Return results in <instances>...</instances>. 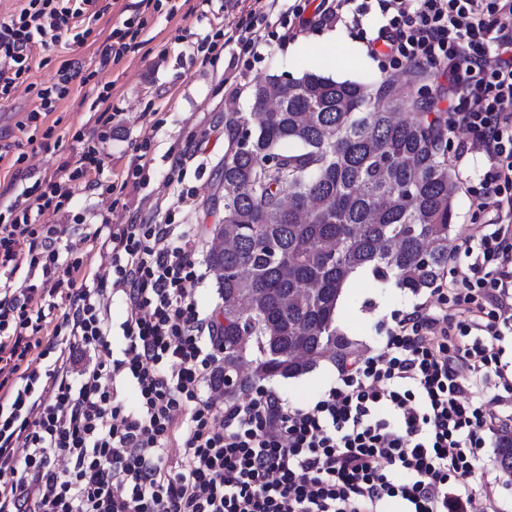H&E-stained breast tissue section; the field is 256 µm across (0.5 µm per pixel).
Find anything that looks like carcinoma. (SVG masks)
I'll return each instance as SVG.
<instances>
[{
  "label": "carcinoma",
  "instance_id": "1",
  "mask_svg": "<svg viewBox=\"0 0 512 512\" xmlns=\"http://www.w3.org/2000/svg\"><path fill=\"white\" fill-rule=\"evenodd\" d=\"M252 100L256 129L238 112L225 122L221 223L234 235L207 255L219 272L224 368L242 394L255 374L296 377L356 353L336 327L350 275L367 269L416 295L444 276L456 231L455 184L442 152L448 123L430 116L410 85L382 78L372 92L307 71L286 91L273 76L257 79ZM402 111L410 118H397ZM245 138L254 149L238 148ZM270 146L283 159L275 169L265 164ZM257 181L265 188L255 195ZM326 242L336 243L335 257L322 252ZM295 336L309 337L308 356L278 357ZM244 352L252 355L246 375ZM496 455L512 478L511 431Z\"/></svg>",
  "mask_w": 512,
  "mask_h": 512
}]
</instances>
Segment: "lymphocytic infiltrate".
I'll use <instances>...</instances> for the list:
<instances>
[{
    "label": "lymphocytic infiltrate",
    "mask_w": 512,
    "mask_h": 512,
    "mask_svg": "<svg viewBox=\"0 0 512 512\" xmlns=\"http://www.w3.org/2000/svg\"><path fill=\"white\" fill-rule=\"evenodd\" d=\"M98 2L26 0L0 16V100L21 87L35 103L0 145L21 183L0 204V512H468L459 479L481 473L484 433L512 423V0H319L325 24L375 11L366 46L384 65L446 78L451 126L480 157L470 203L488 220L461 233L451 281L304 407L264 388L225 405L220 323L196 300L198 229L102 220L91 238L112 256L105 275L63 246L55 218L75 192H112L94 177L109 111L75 133L59 177L23 170L81 69L30 82L34 50L84 43L73 22L97 20ZM479 382L504 391L476 403Z\"/></svg>",
    "instance_id": "lymphocytic-infiltrate-1"
}]
</instances>
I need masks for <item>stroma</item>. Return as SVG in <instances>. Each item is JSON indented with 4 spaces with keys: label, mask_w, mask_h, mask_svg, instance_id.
<instances>
[{
    "label": "stroma",
    "mask_w": 512,
    "mask_h": 512,
    "mask_svg": "<svg viewBox=\"0 0 512 512\" xmlns=\"http://www.w3.org/2000/svg\"><path fill=\"white\" fill-rule=\"evenodd\" d=\"M102 12L93 22L92 34L83 45L66 38L44 51L43 65L33 66L31 81L52 84L59 66L79 60L84 79L74 80L69 95L55 112L58 123L53 135L43 140L29 166L37 174L50 175L60 157L77 147V131L91 127L93 103L103 87L111 89L114 139L96 178L111 185V196L81 192L72 199L65 243L91 252L95 270L107 271L110 257L95 251L86 240V227L103 218L119 221L120 213L109 212L110 198L127 203L152 223L202 224L212 227L224 215L222 185L216 172L224 163L228 147L225 120L230 111L241 112L248 125H255L250 88L261 76L275 75L285 81L310 69L337 80L371 84L385 72L366 53L365 37L377 26L375 18H364L361 28L337 25L335 29L313 22V0H282L280 10L263 28L264 45L259 55L243 51L231 42L220 48L212 63L202 64L199 45L216 33L234 30L245 18L254 0H168L156 7L155 0H99ZM298 7L307 23L288 41L278 38L288 11ZM139 14L146 27L136 47L121 59L104 61V50L112 30L132 14ZM150 140L146 156L147 181L133 187L124 181L142 140ZM196 150L181 175L170 172L173 153L187 141ZM429 292L412 294L395 283L377 284L366 271L352 276L344 290L336 321L347 336L358 340L360 353L380 347L397 319L413 305L429 299ZM336 380V366L319 363L295 378L265 381V388L279 394L290 406L313 403Z\"/></svg>",
    "instance_id": "35a3bbf8"
}]
</instances>
